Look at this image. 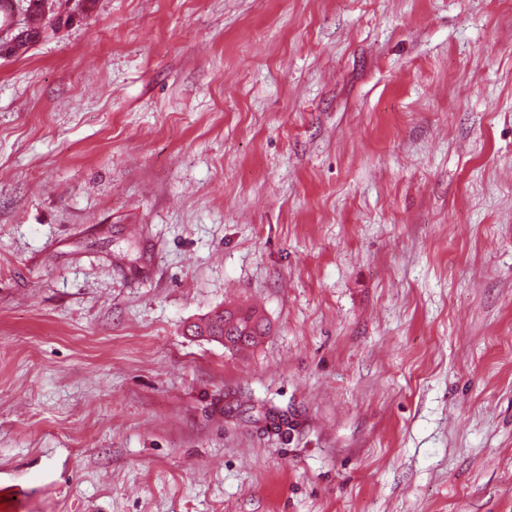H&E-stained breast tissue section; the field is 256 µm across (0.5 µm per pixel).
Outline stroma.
Segmentation results:
<instances>
[{"label":"stroma","instance_id":"stroma-1","mask_svg":"<svg viewBox=\"0 0 512 512\" xmlns=\"http://www.w3.org/2000/svg\"><path fill=\"white\" fill-rule=\"evenodd\" d=\"M233 306L255 347L187 334ZM0 500L512 512V0H88L0 56Z\"/></svg>","mask_w":512,"mask_h":512}]
</instances>
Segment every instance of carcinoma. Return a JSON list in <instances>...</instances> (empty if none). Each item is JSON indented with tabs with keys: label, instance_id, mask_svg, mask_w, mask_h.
<instances>
[{
	"label": "carcinoma",
	"instance_id": "carcinoma-1",
	"mask_svg": "<svg viewBox=\"0 0 512 512\" xmlns=\"http://www.w3.org/2000/svg\"><path fill=\"white\" fill-rule=\"evenodd\" d=\"M269 330L266 320L251 309L226 308L189 326L190 335L211 341L224 338L231 353L257 345Z\"/></svg>",
	"mask_w": 512,
	"mask_h": 512
}]
</instances>
